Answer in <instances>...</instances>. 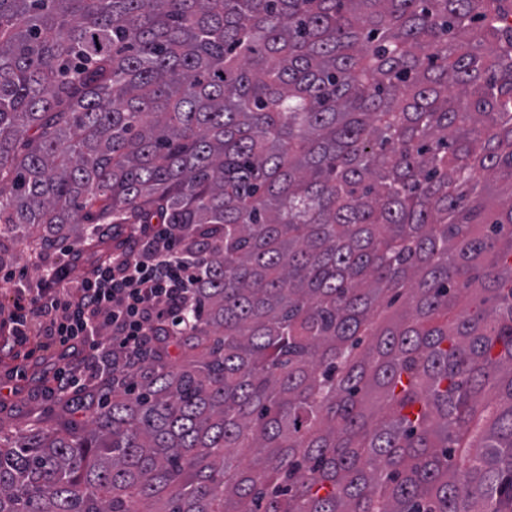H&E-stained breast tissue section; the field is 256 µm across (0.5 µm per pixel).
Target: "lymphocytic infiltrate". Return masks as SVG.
Returning <instances> with one entry per match:
<instances>
[{
    "label": "lymphocytic infiltrate",
    "instance_id": "lymphocytic-infiltrate-1",
    "mask_svg": "<svg viewBox=\"0 0 512 512\" xmlns=\"http://www.w3.org/2000/svg\"><path fill=\"white\" fill-rule=\"evenodd\" d=\"M68 266L65 259L52 261L36 283L16 286L8 315L16 355L32 357L27 343L34 321L44 347L59 350L64 365L55 376L58 392L99 378L96 366L79 360L83 349L111 354L119 370L139 362L158 342L191 330L184 313L193 299L195 271L173 225H132L109 262L92 267L78 285L68 281Z\"/></svg>",
    "mask_w": 512,
    "mask_h": 512
}]
</instances>
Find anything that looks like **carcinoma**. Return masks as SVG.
Masks as SVG:
<instances>
[{
    "label": "carcinoma",
    "mask_w": 512,
    "mask_h": 512,
    "mask_svg": "<svg viewBox=\"0 0 512 512\" xmlns=\"http://www.w3.org/2000/svg\"><path fill=\"white\" fill-rule=\"evenodd\" d=\"M121 224L197 320L0 512H512V0H0V254Z\"/></svg>",
    "instance_id": "obj_1"
}]
</instances>
